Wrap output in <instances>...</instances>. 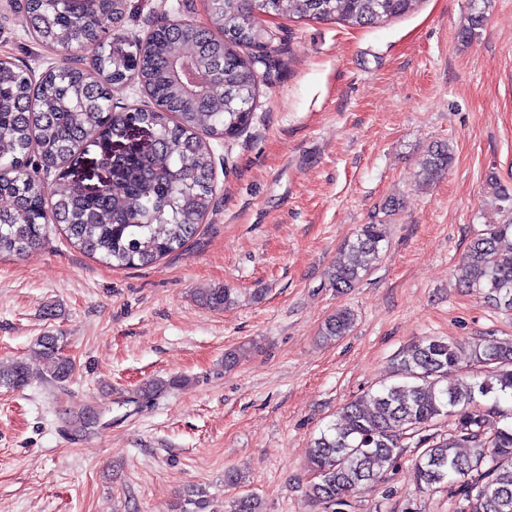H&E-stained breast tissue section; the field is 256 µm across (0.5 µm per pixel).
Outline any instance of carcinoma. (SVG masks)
<instances>
[{
    "label": "carcinoma",
    "instance_id": "cac0c4a2",
    "mask_svg": "<svg viewBox=\"0 0 512 512\" xmlns=\"http://www.w3.org/2000/svg\"><path fill=\"white\" fill-rule=\"evenodd\" d=\"M28 21L38 42L79 57L32 80L27 68L0 58V257L37 249L53 221L72 244L113 267L153 263L182 249L198 232L214 195L210 139L238 137L252 120L259 78L255 69L274 34L258 15L260 0H210L208 23L164 21L144 37L120 33L128 0H32ZM417 0H271L272 12L362 27L409 12ZM143 87L151 105H114L127 81ZM149 141L122 155L114 143L135 127ZM95 156H90V153ZM445 145L420 161L427 180L446 169ZM58 178L46 187L40 167ZM386 236L365 224L347 242V263L328 271L341 293L361 279ZM462 275L467 287L512 312V221L487 224L472 238ZM347 307L326 319L321 337L337 341L354 327ZM56 382L71 378L74 361L59 339L39 341ZM470 358L488 368L461 392L444 385L461 353L427 339L400 359L401 380L346 403L309 448L315 481L306 496L327 512H350L352 499L394 466L406 445L422 449L414 462L416 489L453 490L459 512H512V342L473 345ZM32 367L19 360L0 370V387L28 385ZM492 396L482 404L476 396ZM452 432L428 433L448 415ZM468 445L472 452L457 453ZM226 512H264L254 492L233 497Z\"/></svg>",
    "mask_w": 512,
    "mask_h": 512
}]
</instances>
